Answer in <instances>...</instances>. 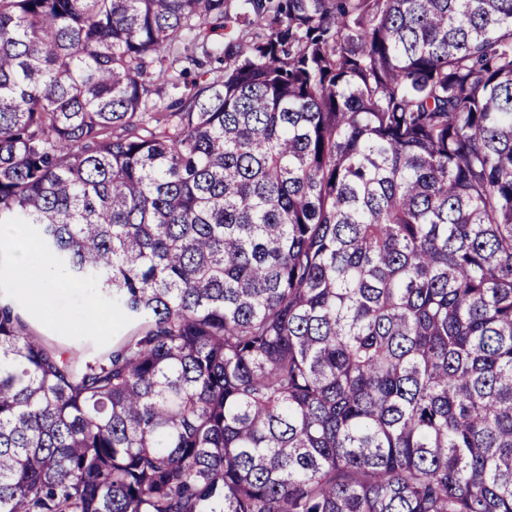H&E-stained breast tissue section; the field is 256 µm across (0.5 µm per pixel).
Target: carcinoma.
Segmentation results:
<instances>
[{
    "mask_svg": "<svg viewBox=\"0 0 512 512\" xmlns=\"http://www.w3.org/2000/svg\"><path fill=\"white\" fill-rule=\"evenodd\" d=\"M0 224V512H512V0H0ZM3 239L1 237V246L3 245ZM0 246V280L2 287L5 291H10L11 286H13L12 273L19 259V252L10 246ZM12 295L27 315L35 336L79 354L97 353L112 346V314L96 301L88 288L56 282L45 293ZM90 304L94 306L88 307ZM98 309L111 317V321L101 327L103 316ZM58 311H64L68 316L57 317ZM58 315H62L61 312ZM81 315L84 328H99L91 334L76 330L71 322Z\"/></svg>",
    "mask_w": 512,
    "mask_h": 512,
    "instance_id": "carcinoma-1",
    "label": "carcinoma"
}]
</instances>
